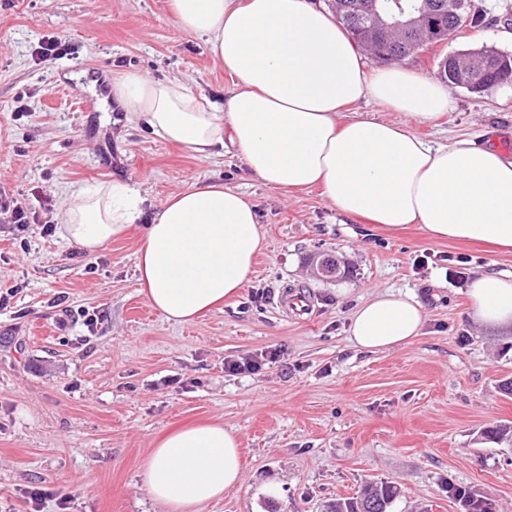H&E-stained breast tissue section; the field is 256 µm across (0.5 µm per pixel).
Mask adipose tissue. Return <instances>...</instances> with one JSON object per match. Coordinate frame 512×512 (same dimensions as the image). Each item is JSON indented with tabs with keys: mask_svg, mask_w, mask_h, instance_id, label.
Returning a JSON list of instances; mask_svg holds the SVG:
<instances>
[{
	"mask_svg": "<svg viewBox=\"0 0 512 512\" xmlns=\"http://www.w3.org/2000/svg\"><path fill=\"white\" fill-rule=\"evenodd\" d=\"M183 31L204 39L237 83L224 107L182 79L138 71L112 81L130 122L209 159L233 148L249 174L280 191L320 189L341 216L374 229L421 225L434 239L512 250V159L456 140L433 146L411 128L443 115L447 89L401 67L367 72L328 6L308 0H167ZM370 98L406 115L400 123L342 110ZM65 237L95 252L134 224L137 281L149 305L191 324L238 295L266 248L256 205L220 182L197 181L152 208L141 183L115 179L73 190L56 215ZM472 319L512 327V273L484 271L470 283ZM417 298L377 293L350 316L358 350L384 352L419 336ZM240 437L223 422L191 424L160 439L140 473L167 512L201 507L240 486Z\"/></svg>",
	"mask_w": 512,
	"mask_h": 512,
	"instance_id": "adipose-tissue-1",
	"label": "adipose tissue"
}]
</instances>
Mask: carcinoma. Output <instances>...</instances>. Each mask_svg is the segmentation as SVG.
I'll return each instance as SVG.
<instances>
[{
    "instance_id": "carcinoma-1",
    "label": "carcinoma",
    "mask_w": 512,
    "mask_h": 512,
    "mask_svg": "<svg viewBox=\"0 0 512 512\" xmlns=\"http://www.w3.org/2000/svg\"><path fill=\"white\" fill-rule=\"evenodd\" d=\"M376 2L379 13L397 10L400 2L405 12H413L422 3L432 6V13L423 16V22H434L450 36L463 26L471 16V0H332L329 7L336 19L350 32L355 43L375 59L383 63H400L417 52V33H392L380 41L378 50L371 49L359 38L360 24L368 15L355 12L354 5ZM475 57L479 66L468 63ZM437 76L446 84L480 94L491 88L512 86V55L494 46L482 45L476 50L447 55L437 63ZM484 437L495 443L512 442V426L497 425L484 432ZM460 503L464 512H495L492 500L478 489L448 488ZM399 496V488L384 481H367L352 498L327 505V512H388Z\"/></svg>"
}]
</instances>
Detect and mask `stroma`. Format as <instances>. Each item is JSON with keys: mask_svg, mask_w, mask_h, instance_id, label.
Instances as JSON below:
<instances>
[{"mask_svg": "<svg viewBox=\"0 0 512 512\" xmlns=\"http://www.w3.org/2000/svg\"><path fill=\"white\" fill-rule=\"evenodd\" d=\"M481 22L406 60L434 77L444 55L483 44L512 53V0H472ZM70 53L41 61L39 42ZM187 78L223 104L234 77L203 39L175 26L166 0H0V189L31 230L0 223V512H166L138 473L156 440L219 419L241 439L239 488L200 512H322L364 481L395 484L391 512H460L449 486L476 487L512 512V447L485 440L512 425V331L467 315L477 273L512 272V253L429 239L417 225L374 231L319 190L283 193L235 153L193 158L104 99L119 72ZM451 107L416 125L432 144L512 142V87L449 90ZM114 177L142 182L153 206L195 181L219 180L256 204L268 248L239 296L193 324L167 322L138 291L142 225L87 253L42 236L67 194ZM343 261L319 279L314 257ZM466 258L465 275L453 271ZM309 292L311 314L286 318L283 289ZM390 290L420 300L426 322L400 348L347 340L352 309ZM98 315L86 326L85 314ZM279 348L254 373L229 359ZM42 490L40 506L30 493Z\"/></svg>", "mask_w": 512, "mask_h": 512, "instance_id": "1", "label": "stroma"}]
</instances>
